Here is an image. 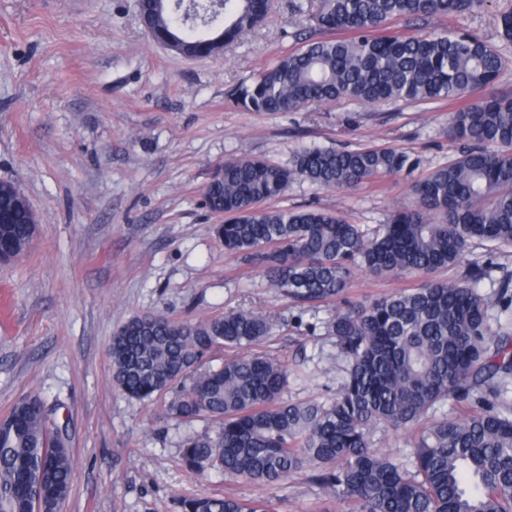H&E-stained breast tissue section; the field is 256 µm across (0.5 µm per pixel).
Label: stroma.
<instances>
[{
    "instance_id": "stroma-1",
    "label": "stroma",
    "mask_w": 512,
    "mask_h": 512,
    "mask_svg": "<svg viewBox=\"0 0 512 512\" xmlns=\"http://www.w3.org/2000/svg\"><path fill=\"white\" fill-rule=\"evenodd\" d=\"M511 8L512 0H487L432 23L503 57L473 100L512 97V42L497 25ZM314 9V0H275L223 55L188 59L152 41L137 0H0V180L14 182L39 219L30 247L0 262V417L30 394L51 410L73 458L64 512H176V499L227 490L272 499L278 512L340 508L307 472L261 486L190 471L184 442L215 434L216 423L168 417L163 395L126 397L108 355L114 333L137 315L184 321L259 309L271 325L261 352L288 363L284 400L335 396L344 363L326 329L331 308L296 305L260 268L225 254L203 190L227 159L284 165L301 148L388 146L417 168L349 190L298 179L269 202L337 211L373 229L409 207L412 184L459 146L448 139L445 103L248 112L229 102L231 85L324 38ZM423 280L360 272L349 295L366 302Z\"/></svg>"
}]
</instances>
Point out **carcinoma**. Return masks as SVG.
I'll return each instance as SVG.
<instances>
[{"label":"carcinoma","instance_id":"cac0c4a2","mask_svg":"<svg viewBox=\"0 0 512 512\" xmlns=\"http://www.w3.org/2000/svg\"><path fill=\"white\" fill-rule=\"evenodd\" d=\"M485 0H317L313 19L341 36L318 39L280 57L227 91L250 112H294L354 99L457 103L493 83L498 51L463 32L412 36L387 32L397 18L439 19ZM224 26L213 53L267 16L270 0H223ZM147 27L169 29L176 51L191 55L197 23L174 15L169 0H147ZM448 137L468 143L455 160L412 186L413 205L373 233L336 213L261 208L301 178L326 189L356 188L416 166L392 147L299 149L286 166L227 159L203 190L224 251L263 268L270 287L302 304H338L327 324L346 363L327 402L288 403V364L249 351L268 332L265 315L241 310L189 321L137 316L112 336L113 381L128 397L173 393L170 415L218 420L217 437L182 448L191 470L275 485L310 470L344 512H512V335L492 329L489 310L512 312V275L496 298L477 285L492 261L458 281L427 280L367 303L345 295L358 271L378 276L458 266L474 240L512 247V99L484 98L448 113ZM0 200L26 219L0 223V262L25 251L38 219L13 182ZM217 347L242 353L217 369L200 361ZM452 401L463 413L430 418ZM378 427L411 432L410 463L372 449ZM70 448L37 396L19 398L0 418V512H55L67 499ZM178 512H275L271 501L231 493L182 498Z\"/></svg>","mask_w":512,"mask_h":512}]
</instances>
